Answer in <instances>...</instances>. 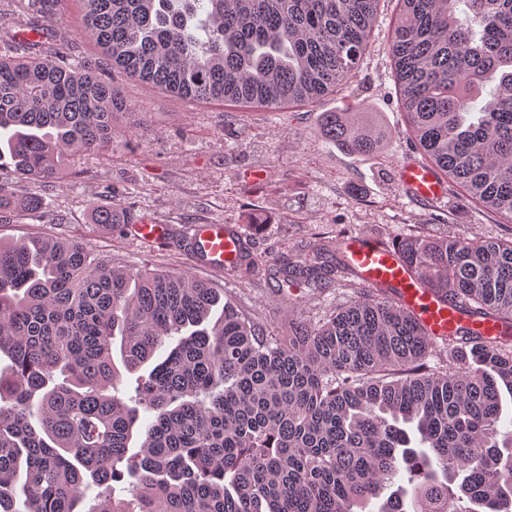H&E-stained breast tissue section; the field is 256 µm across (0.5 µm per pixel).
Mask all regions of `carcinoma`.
I'll return each mask as SVG.
<instances>
[{
  "label": "carcinoma",
  "mask_w": 512,
  "mask_h": 512,
  "mask_svg": "<svg viewBox=\"0 0 512 512\" xmlns=\"http://www.w3.org/2000/svg\"><path fill=\"white\" fill-rule=\"evenodd\" d=\"M109 68L201 101L271 109L348 81L378 0H81ZM390 51L426 160L512 223V0H400ZM104 68L0 55V168L60 177L112 142L127 107ZM320 134L378 152L380 128ZM38 197L0 182V219ZM430 288L508 334L440 340L371 286L328 319L268 336L186 274L103 263L79 242H0V512H512V241L409 237ZM357 287L336 240L279 269ZM137 374L129 400L119 370ZM153 367L146 374L140 370ZM142 441L132 452L136 425ZM402 483H396L397 478Z\"/></svg>",
  "instance_id": "obj_1"
}]
</instances>
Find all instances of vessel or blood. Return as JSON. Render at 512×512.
Listing matches in <instances>:
<instances>
[{
  "label": "vessel or blood",
  "mask_w": 512,
  "mask_h": 512,
  "mask_svg": "<svg viewBox=\"0 0 512 512\" xmlns=\"http://www.w3.org/2000/svg\"><path fill=\"white\" fill-rule=\"evenodd\" d=\"M398 180L406 193L418 200H439L446 194L438 174L416 160L400 166ZM132 232L137 239L157 244L168 243L171 238L170 225L148 221L133 225ZM244 243L245 238L238 227L224 223L195 225L191 237L195 261L214 271L236 262ZM340 247L361 280L390 288L399 305L421 322L429 337L439 338L457 327L469 328L481 339L499 334V322L469 317L454 303L443 301L424 286L401 255L386 242L356 236L341 242Z\"/></svg>",
  "instance_id": "vessel-or-blood-1"
}]
</instances>
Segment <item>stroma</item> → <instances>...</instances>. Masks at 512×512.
Segmentation results:
<instances>
[{
	"mask_svg": "<svg viewBox=\"0 0 512 512\" xmlns=\"http://www.w3.org/2000/svg\"><path fill=\"white\" fill-rule=\"evenodd\" d=\"M0 0V23L10 32L40 24L77 59L98 62L100 48L81 34L80 0ZM400 6L380 0L375 25L356 73L319 100L269 109L197 102L112 70L129 108L117 116L112 142L78 160L49 182L21 183L41 197L39 212L17 210L0 222V240L76 239L118 267L185 273L212 281L244 316L268 334L284 336L293 319L319 320L349 302L348 288L287 287L276 268L301 260L322 236L351 235L396 243L424 234H467L511 240L512 223L468 197L455 182L437 201H419L401 188L397 171L424 155L408 133L399 107L390 29ZM358 107L388 138L372 155L347 153L323 137V113ZM110 204L132 223L171 225L170 243L129 237L123 225L97 224L98 206ZM237 225L262 265L239 278L195 265L185 240L193 225Z\"/></svg>",
	"mask_w": 512,
	"mask_h": 512,
	"instance_id": "stroma-1",
	"label": "stroma"
}]
</instances>
